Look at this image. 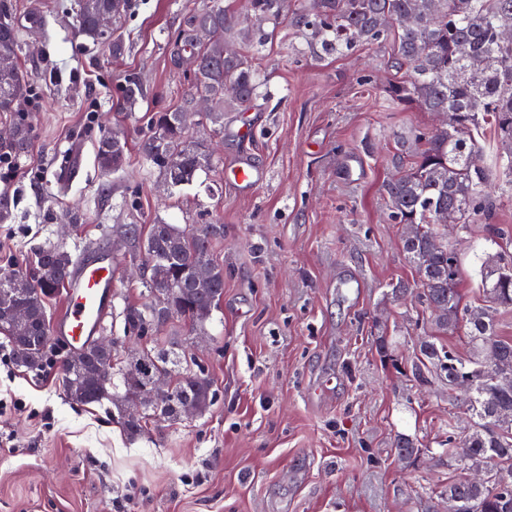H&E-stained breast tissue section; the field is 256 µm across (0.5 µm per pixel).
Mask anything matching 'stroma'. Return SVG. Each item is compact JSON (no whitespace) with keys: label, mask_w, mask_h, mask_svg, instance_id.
<instances>
[{"label":"stroma","mask_w":512,"mask_h":512,"mask_svg":"<svg viewBox=\"0 0 512 512\" xmlns=\"http://www.w3.org/2000/svg\"><path fill=\"white\" fill-rule=\"evenodd\" d=\"M76 2L11 0L15 14L39 12L42 24L22 35L30 88L21 111L31 130L18 176L0 174L10 203L0 271L32 263L48 244L74 255L109 248L117 270L105 334L119 358L181 350L204 367L215 397L178 421L142 409L143 429L130 437L111 400L69 401L61 349L30 370L0 347V512H448V484L463 472L436 450L449 428L468 429L466 393L437 379L418 385L412 371L424 341L462 356L468 345L463 329L432 328L385 193L447 115L388 100L389 45L328 53L296 30L301 0H280L266 17L247 12L246 0H135L112 21L125 46L117 57L78 34ZM214 5L248 29L232 47L250 60L259 93L225 113L223 131L193 127L221 167L173 190L138 141L148 115L191 86V73L170 62L186 11ZM129 74L147 94L122 110ZM112 129L124 131L128 158L107 172L96 153ZM73 148L80 169L63 172ZM349 159L361 177L344 175ZM238 162L262 180L239 187ZM493 183L492 220L441 229L472 307L484 304V256L512 255V177L498 173ZM158 221L222 225L211 254L224 267V295L196 331L176 322L143 342L123 317L145 301L134 243L117 235ZM347 278L360 288L343 289ZM399 283L410 296L393 294ZM402 436L423 455L401 458Z\"/></svg>","instance_id":"stroma-1"}]
</instances>
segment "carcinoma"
Instances as JSON below:
<instances>
[{"label":"carcinoma","mask_w":512,"mask_h":512,"mask_svg":"<svg viewBox=\"0 0 512 512\" xmlns=\"http://www.w3.org/2000/svg\"><path fill=\"white\" fill-rule=\"evenodd\" d=\"M113 0H79L75 16L78 31L94 42H107L112 53H121L122 41L113 32L103 33L96 23L112 12ZM224 9L192 12L185 16L172 56L191 53L195 69L191 90L176 109L156 112L140 141V152L149 165L172 188L190 185L200 171L217 167L204 142L189 134L181 118L197 97L210 99V109L199 114V123L224 124V109L241 108L256 96L258 83L251 66L239 54L224 52ZM297 28H315L325 50L350 51L371 43L392 46V67L405 77L388 86L389 97L401 104H414L427 112L448 113V124L425 137V148L413 167L385 185L391 220L411 224L412 236L403 239V250L415 265L422 291L419 298L433 314L436 328L446 330L465 320L471 356L461 360L453 350L434 342L420 345L422 360L414 368L415 381L425 383L435 375L448 381V388L463 386L471 430L459 441L448 433L443 453L462 467L486 464L494 479L481 487L463 478L448 483V498L455 512H512V382L503 384L491 375V357L512 365V339L496 334L493 314L512 307V257L497 254L482 279L487 305L465 308L457 289L459 268L448 243L434 232L439 216L448 212L466 225L492 208L493 176L472 142L479 116L491 119L502 145L494 165L512 176V0H305L292 19ZM22 28L15 20L10 0H0V112L17 111L29 84L20 67ZM234 94H224V84ZM123 102L132 107L144 97L142 83L127 77ZM29 129L24 121L14 123V137L0 141V156L26 152ZM97 159L106 171L122 168L127 160L126 142L105 132ZM222 234L217 224L196 230L174 224H151L143 240L148 276L143 286L149 301L123 311L130 332L138 334L155 317L154 294L163 292L175 310L173 319L190 328L203 323L198 311L216 309L224 294V267L213 264L214 283L207 292L190 287L194 268L212 264V241ZM73 258L55 245L40 250L35 263L24 269L25 286L41 301L32 307L28 323L13 324L8 310L15 302V282L0 278V334L11 359L28 368L40 367L50 346L46 300L60 291ZM84 359L74 363L70 355L62 362V385L67 397L80 404L112 398L107 389L84 391L85 381L97 364L112 360V376L128 384L127 362L100 350L92 343L82 350ZM139 381L149 387L158 371H168L170 357L146 351L139 355ZM204 369L187 368L165 397L148 396L153 412L170 420L180 419V406L188 400L213 398L211 385L202 386Z\"/></svg>","instance_id":"cac0c4a2"}]
</instances>
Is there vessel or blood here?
Segmentation results:
<instances>
[{
  "label": "vessel or blood",
  "mask_w": 512,
  "mask_h": 512,
  "mask_svg": "<svg viewBox=\"0 0 512 512\" xmlns=\"http://www.w3.org/2000/svg\"><path fill=\"white\" fill-rule=\"evenodd\" d=\"M113 286L111 253L103 248L80 252L64 288V307L51 325L52 341L75 353L101 335L112 312Z\"/></svg>",
  "instance_id": "b4317fda"
}]
</instances>
